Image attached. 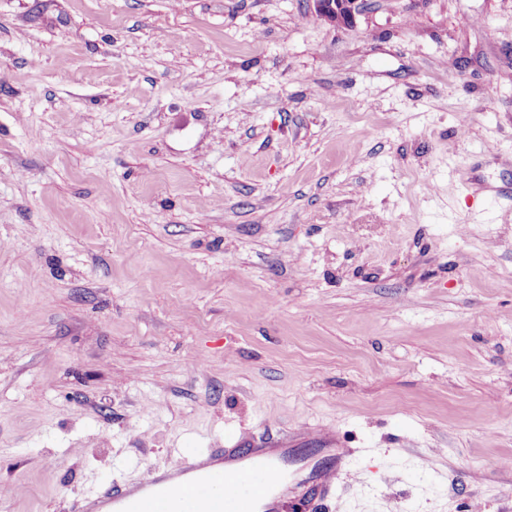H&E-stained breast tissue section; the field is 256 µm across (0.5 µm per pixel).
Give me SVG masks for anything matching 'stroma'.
<instances>
[{
    "instance_id": "stroma-1",
    "label": "stroma",
    "mask_w": 512,
    "mask_h": 512,
    "mask_svg": "<svg viewBox=\"0 0 512 512\" xmlns=\"http://www.w3.org/2000/svg\"><path fill=\"white\" fill-rule=\"evenodd\" d=\"M504 193L512 0H0V512L316 432L512 512ZM311 2L317 16L343 26H352L364 8V0H311Z\"/></svg>"
}]
</instances>
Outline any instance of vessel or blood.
Instances as JSON below:
<instances>
[{"label":"vessel or blood","instance_id":"obj_1","mask_svg":"<svg viewBox=\"0 0 512 512\" xmlns=\"http://www.w3.org/2000/svg\"><path fill=\"white\" fill-rule=\"evenodd\" d=\"M350 453L326 449L289 479L294 459L268 448H208L180 456L171 468L147 470L137 483L118 482L75 501L71 512H280L284 502L309 505L348 475Z\"/></svg>","mask_w":512,"mask_h":512}]
</instances>
